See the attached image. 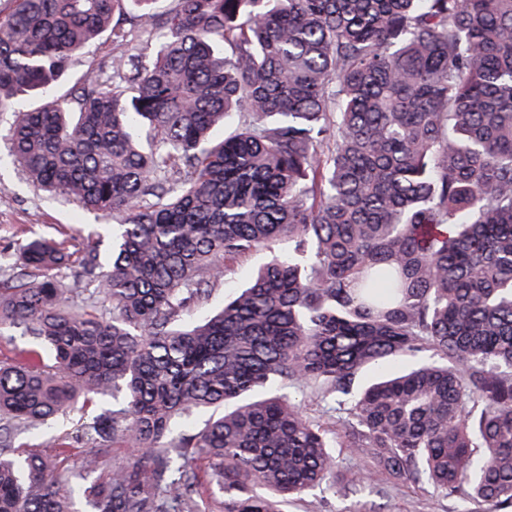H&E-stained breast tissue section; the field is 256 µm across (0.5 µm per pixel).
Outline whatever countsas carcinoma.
I'll use <instances>...</instances> for the list:
<instances>
[{
  "instance_id": "carcinoma-1",
  "label": "carcinoma",
  "mask_w": 512,
  "mask_h": 512,
  "mask_svg": "<svg viewBox=\"0 0 512 512\" xmlns=\"http://www.w3.org/2000/svg\"><path fill=\"white\" fill-rule=\"evenodd\" d=\"M9 2L0 112L45 99L15 113L11 163L120 220L106 263L36 237L0 277V336L28 338L0 360V512H287L367 486L343 451L512 512V0ZM131 13L150 64L56 95ZM285 249H288L287 241L279 244L272 250H261L228 262L224 281L216 286L209 305L201 309L197 314L214 309L222 303L225 295H228L237 288L243 287L249 280L253 270L270 256V251L273 254Z\"/></svg>"
}]
</instances>
